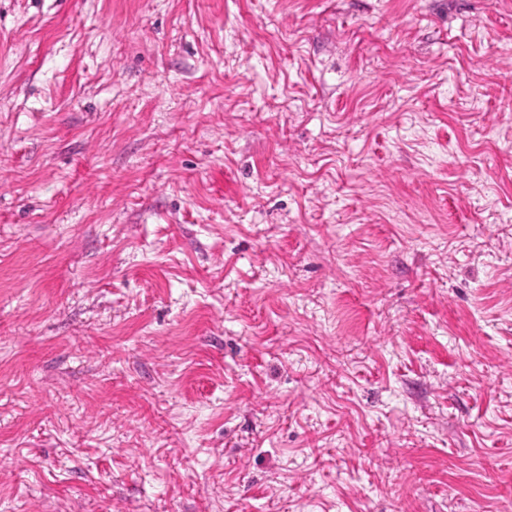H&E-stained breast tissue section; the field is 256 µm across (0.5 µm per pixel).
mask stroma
Instances as JSON below:
<instances>
[{"instance_id": "stroma-1", "label": "stroma", "mask_w": 512, "mask_h": 512, "mask_svg": "<svg viewBox=\"0 0 512 512\" xmlns=\"http://www.w3.org/2000/svg\"><path fill=\"white\" fill-rule=\"evenodd\" d=\"M0 512H512V0H0Z\"/></svg>"}]
</instances>
